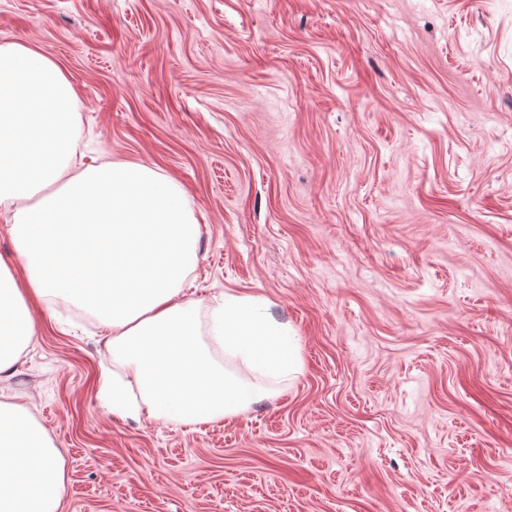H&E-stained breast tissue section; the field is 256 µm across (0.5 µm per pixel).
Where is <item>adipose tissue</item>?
Listing matches in <instances>:
<instances>
[{"mask_svg":"<svg viewBox=\"0 0 512 512\" xmlns=\"http://www.w3.org/2000/svg\"><path fill=\"white\" fill-rule=\"evenodd\" d=\"M76 84L52 59L0 44V213L9 214L24 277L0 260V377L10 375L49 302L93 310L112 331L101 370L109 407L175 425L230 419L300 372L287 325L248 297L211 312L215 345L256 378L219 364L200 340L201 303L185 298L198 225L183 187L155 169L112 162L69 175ZM111 264L110 282L77 276ZM64 469L30 410L0 401V512H58Z\"/></svg>","mask_w":512,"mask_h":512,"instance_id":"ef3b65f1","label":"adipose tissue"}]
</instances>
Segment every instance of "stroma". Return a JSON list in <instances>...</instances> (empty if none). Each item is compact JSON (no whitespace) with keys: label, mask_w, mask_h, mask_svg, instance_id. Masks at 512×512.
Listing matches in <instances>:
<instances>
[{"label":"stroma","mask_w":512,"mask_h":512,"mask_svg":"<svg viewBox=\"0 0 512 512\" xmlns=\"http://www.w3.org/2000/svg\"><path fill=\"white\" fill-rule=\"evenodd\" d=\"M76 82V162L178 181L187 297L265 303L302 369L238 417L107 412L111 334L35 313L0 401L58 512H512V0H0Z\"/></svg>","instance_id":"obj_1"}]
</instances>
